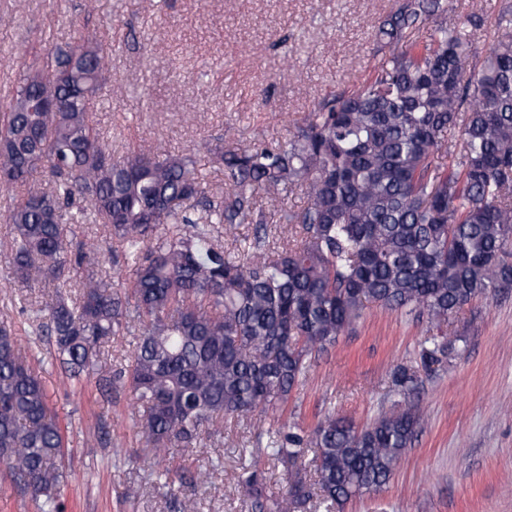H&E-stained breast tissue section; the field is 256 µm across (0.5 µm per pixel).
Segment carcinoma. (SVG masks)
Returning <instances> with one entry per match:
<instances>
[{
	"instance_id": "1",
	"label": "carcinoma",
	"mask_w": 512,
	"mask_h": 512,
	"mask_svg": "<svg viewBox=\"0 0 512 512\" xmlns=\"http://www.w3.org/2000/svg\"><path fill=\"white\" fill-rule=\"evenodd\" d=\"M448 22L447 0H397L374 22L390 49L357 89L320 101L285 141L254 139L217 152L224 186H208L188 156L153 149L116 155L90 124L91 101L109 56L89 35L47 50L28 66L0 114V183L25 182L42 163L50 191L8 208L10 274L28 290L55 288L34 314L71 380L100 370L101 349L139 325L131 364L99 379L102 395L126 390L131 421L155 459L191 448L224 418L282 413L312 358L352 328L369 303L424 314L437 336L419 366L391 373L401 391L417 373L447 362L442 328L479 296L512 286V30L467 65L464 25ZM429 30L428 40L413 35ZM55 99L47 111L40 103ZM462 144L456 145V129ZM448 155V167L436 159ZM301 193L280 208L288 243L266 252L262 202ZM106 224L118 247L73 243L72 224ZM255 225L234 259L215 226ZM130 268L116 285L103 254ZM79 287L76 299L62 289ZM406 407L357 429L333 417L309 432L283 424L262 452L288 472V491L265 493L252 466L239 489L252 512H302L376 491L394 474L420 426ZM65 427L30 370L11 326L0 324V465L39 512H65ZM314 446L316 486L302 475ZM219 461L198 465L201 487Z\"/></svg>"
}]
</instances>
